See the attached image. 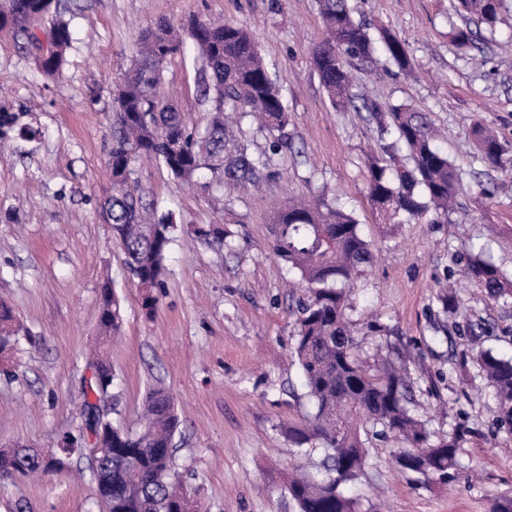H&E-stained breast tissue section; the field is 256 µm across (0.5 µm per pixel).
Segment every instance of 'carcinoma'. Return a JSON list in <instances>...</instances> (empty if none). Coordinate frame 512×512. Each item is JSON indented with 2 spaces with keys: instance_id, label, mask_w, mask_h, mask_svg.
<instances>
[{
  "instance_id": "carcinoma-1",
  "label": "carcinoma",
  "mask_w": 512,
  "mask_h": 512,
  "mask_svg": "<svg viewBox=\"0 0 512 512\" xmlns=\"http://www.w3.org/2000/svg\"><path fill=\"white\" fill-rule=\"evenodd\" d=\"M0 14V29L10 28L40 52V67L48 75L62 66L73 31L60 3L45 10L44 0H10ZM326 37L312 51L321 84L333 106L355 105L344 59H370L381 43L387 59L406 70L410 61L404 44L383 32L376 39L355 21L346 0H319ZM502 0H457L459 14L476 19L489 34L500 23ZM453 40L473 47L475 34L454 28ZM192 52L201 61V96L213 103L204 131L189 126L183 113L163 94L164 71L177 54ZM361 108L373 114L380 128L393 136L381 146L386 163L374 158L368 167V198L386 224H400L433 210L444 217L453 209L461 174L435 144L425 115L408 105L390 108V124L382 120L380 104L364 97ZM237 112L265 132L267 149L248 153L224 124V112ZM288 107L272 81L258 44L243 26L193 19L176 26L159 19L143 34L132 64L112 100L109 120L108 167L111 186L102 207L112 213V235L120 243L130 274L144 289L142 308L153 313L163 287L164 260L172 243V221L159 204L130 185L132 166L142 156L164 164L177 178L194 179L207 171L210 181L257 184L276 177L272 157L288 148ZM38 131L24 114L0 113V139L30 140ZM471 135L485 163L512 167V146L481 122ZM271 248L299 272L309 296L297 309L294 355L314 413L307 424L288 430V440L304 452L320 445L321 465L301 472L288 487L299 512H359L358 499L345 486L363 474L368 448L362 435L388 434L406 447L396 457L400 470L455 477L457 458L465 442L458 431L437 441L407 407L409 384L404 374L385 367L376 374L361 364L357 342L344 316L345 291L353 275L369 265L372 254L354 216L321 198L289 202L273 216ZM468 272L492 299L512 295V278L481 256L468 259ZM122 328L119 299L106 287L101 295L99 331L108 342ZM21 328L12 311L0 304V353L19 341ZM475 361L495 389L498 422L512 426V360L481 351ZM112 363L101 352L94 364L89 391L98 396L112 387ZM91 432L112 429V459L98 465L96 483L101 505L112 512H197L196 503L176 484L165 480L172 470L171 448L179 422L173 398L162 386L149 390L143 403L141 429H129L87 403ZM42 470V452L30 448L0 449V476L24 477Z\"/></svg>"
}]
</instances>
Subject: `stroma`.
Returning <instances> with one entry per match:
<instances>
[{
  "instance_id": "1",
  "label": "stroma",
  "mask_w": 512,
  "mask_h": 512,
  "mask_svg": "<svg viewBox=\"0 0 512 512\" xmlns=\"http://www.w3.org/2000/svg\"><path fill=\"white\" fill-rule=\"evenodd\" d=\"M62 3L75 41L55 75L0 32V109L24 113L40 131L0 152V302L27 330L0 356V448L51 451L64 434L87 435L81 409L91 352L102 347L114 371V419L136 426L154 386L172 395L173 469L201 512H298L288 481L301 459L288 430L314 412L293 355L294 311L306 291L270 249V225L276 204L323 197L352 212L374 255L347 290L361 359L408 358L412 410L430 434L470 431L450 483L401 472L397 441L370 440L364 474L351 487L363 512H489L495 500L512 498V429L499 426L495 390L473 361L486 349L512 358V296L490 299L459 274L471 249L512 272V176L467 142L481 121L512 144V67L501 61L512 42V0H503L496 39L466 53L449 36L465 23L453 0H348L372 33L401 40L411 61L402 71L379 51L347 60L353 94L425 113L462 173L461 211L387 226L368 199L377 123L368 112L332 107L313 66L318 0ZM193 16L251 29L288 105L291 148L275 160L280 177L247 192L187 182L155 159H137L133 180L177 224L148 315L100 218L112 97L144 29ZM200 77L190 53L164 72L172 103L201 130L211 106ZM209 225L227 231L225 243L190 233ZM106 284L121 300L123 327L103 345ZM91 468L76 455L57 473L0 477V512H100Z\"/></svg>"
}]
</instances>
